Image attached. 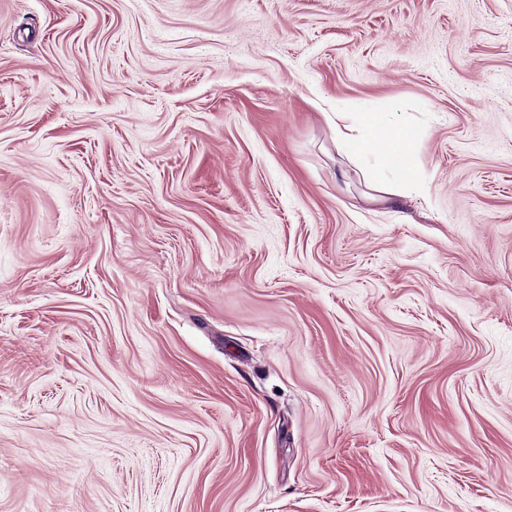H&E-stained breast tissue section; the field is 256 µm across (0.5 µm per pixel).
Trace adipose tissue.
<instances>
[{"label": "adipose tissue", "instance_id": "adipose-tissue-1", "mask_svg": "<svg viewBox=\"0 0 512 512\" xmlns=\"http://www.w3.org/2000/svg\"><path fill=\"white\" fill-rule=\"evenodd\" d=\"M337 143L354 160L364 161L370 143L381 140L387 147L381 152L382 161L389 166L400 165L405 154L408 135L397 130L391 113H363L360 125L348 124L345 113H337L333 122Z\"/></svg>", "mask_w": 512, "mask_h": 512}]
</instances>
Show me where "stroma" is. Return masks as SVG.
I'll list each match as a JSON object with an SVG mask.
<instances>
[{
  "label": "stroma",
  "instance_id": "1",
  "mask_svg": "<svg viewBox=\"0 0 512 512\" xmlns=\"http://www.w3.org/2000/svg\"><path fill=\"white\" fill-rule=\"evenodd\" d=\"M0 512H512V0H0ZM336 119L327 115L336 132V142L354 161L363 162L369 154L368 145L377 140L388 143V147L380 153L382 161L388 166H399L404 158L408 133L398 131L392 119V112L374 113L360 112L361 126L346 123L344 112H332ZM355 132L357 134H355Z\"/></svg>",
  "mask_w": 512,
  "mask_h": 512
}]
</instances>
